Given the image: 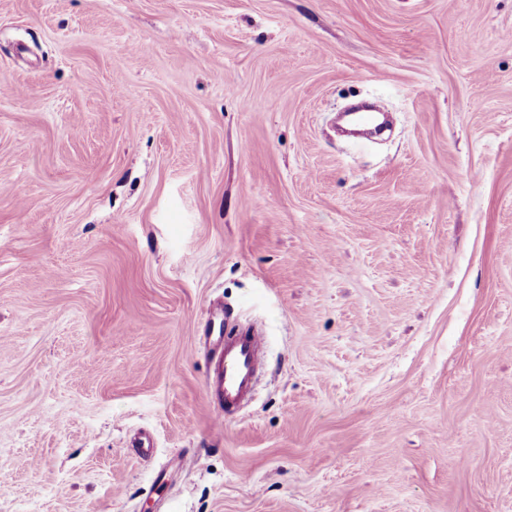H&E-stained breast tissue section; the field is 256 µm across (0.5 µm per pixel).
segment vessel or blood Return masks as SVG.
<instances>
[{"instance_id":"vessel-or-blood-1","label":"vessel or blood","mask_w":512,"mask_h":512,"mask_svg":"<svg viewBox=\"0 0 512 512\" xmlns=\"http://www.w3.org/2000/svg\"><path fill=\"white\" fill-rule=\"evenodd\" d=\"M263 359L264 338L257 330L221 334L213 340L207 390L225 414L235 413L251 397Z\"/></svg>"}]
</instances>
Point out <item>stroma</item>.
Instances as JSON below:
<instances>
[{
  "instance_id": "stroma-1",
  "label": "stroma",
  "mask_w": 512,
  "mask_h": 512,
  "mask_svg": "<svg viewBox=\"0 0 512 512\" xmlns=\"http://www.w3.org/2000/svg\"><path fill=\"white\" fill-rule=\"evenodd\" d=\"M1 82L0 512H512V0H0ZM206 338L212 345L208 394L224 415H230L252 396L264 359V336L255 329L225 335L223 319V333L216 340Z\"/></svg>"
}]
</instances>
